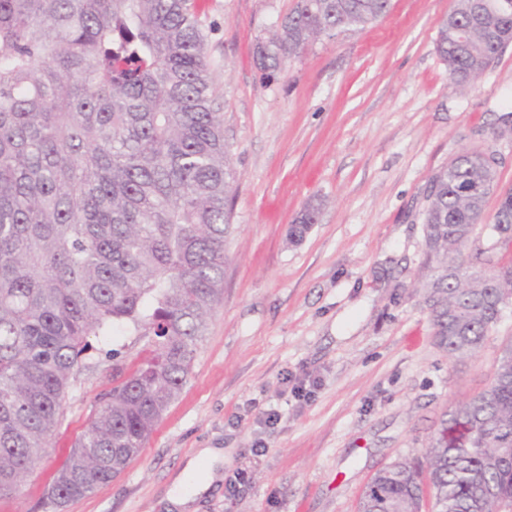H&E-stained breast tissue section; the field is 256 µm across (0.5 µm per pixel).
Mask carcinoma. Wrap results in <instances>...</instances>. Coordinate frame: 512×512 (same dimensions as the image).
<instances>
[{
    "mask_svg": "<svg viewBox=\"0 0 512 512\" xmlns=\"http://www.w3.org/2000/svg\"><path fill=\"white\" fill-rule=\"evenodd\" d=\"M391 0H297L256 45L272 75L323 35L365 27ZM455 0L436 52L465 88L512 34V0ZM477 181L486 185L470 192ZM234 169L206 35L192 0H0V497L50 447L89 338H148L114 367L45 491L53 512L120 475L187 384L224 291ZM496 182L469 149L430 181L423 302L435 344L471 356L512 308V266L492 272L467 245L496 237L512 195L483 223ZM316 213L290 225L303 239ZM417 459L371 478L358 512H512V342L490 385L445 413Z\"/></svg>",
    "mask_w": 512,
    "mask_h": 512,
    "instance_id": "1",
    "label": "carcinoma"
}]
</instances>
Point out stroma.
I'll use <instances>...</instances> for the list:
<instances>
[{
  "label": "stroma",
  "instance_id": "1",
  "mask_svg": "<svg viewBox=\"0 0 512 512\" xmlns=\"http://www.w3.org/2000/svg\"><path fill=\"white\" fill-rule=\"evenodd\" d=\"M196 2L236 173L224 297L140 456L65 512H168L176 478L205 448L224 460L197 512H357L376 471L422 458L448 408L487 387L512 339L509 310L478 353L448 358L419 292L432 176L477 147L512 188V44L455 89L435 51L454 0H392L377 22L313 40L269 75L255 46L295 0ZM309 204L317 221L292 243ZM90 343L50 454L0 512H52L45 489L113 366L147 348L120 329Z\"/></svg>",
  "mask_w": 512,
  "mask_h": 512
}]
</instances>
